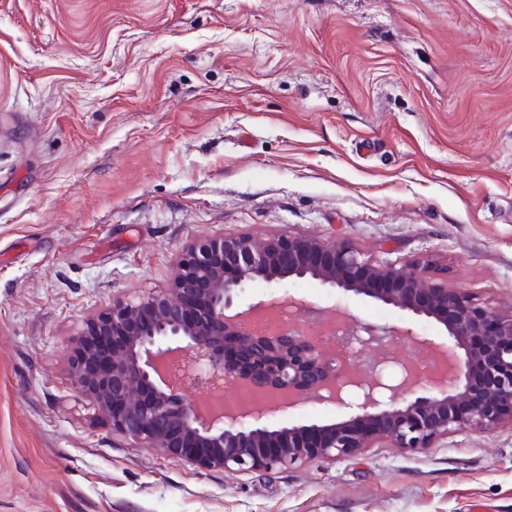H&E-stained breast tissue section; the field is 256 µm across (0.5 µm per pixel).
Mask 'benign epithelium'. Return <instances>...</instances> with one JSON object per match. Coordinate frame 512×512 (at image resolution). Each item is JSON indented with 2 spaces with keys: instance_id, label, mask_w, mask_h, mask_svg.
<instances>
[{
  "instance_id": "1",
  "label": "benign epithelium",
  "mask_w": 512,
  "mask_h": 512,
  "mask_svg": "<svg viewBox=\"0 0 512 512\" xmlns=\"http://www.w3.org/2000/svg\"><path fill=\"white\" fill-rule=\"evenodd\" d=\"M311 277L444 326L445 373L403 405L414 362L388 341L424 343L406 327L346 319L342 338L358 336L369 352L345 359L331 384L333 354L320 335L280 328L273 336L249 327L254 307L239 295L255 282ZM74 386L112 430L199 469L232 473L287 468L307 460L343 459L379 443L422 451L462 429L512 425V314L435 283L413 264L370 259L351 244L286 235L205 236L179 255L169 287L138 300L118 299L94 314L71 357ZM247 385L272 392L270 405L208 415L188 399L191 388L213 392ZM311 399L346 409L341 421L274 426L272 413Z\"/></svg>"
}]
</instances>
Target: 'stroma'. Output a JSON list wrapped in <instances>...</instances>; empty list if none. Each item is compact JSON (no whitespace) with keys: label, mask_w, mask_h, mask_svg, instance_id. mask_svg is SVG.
Returning a JSON list of instances; mask_svg holds the SVG:
<instances>
[{"label":"stroma","mask_w":512,"mask_h":512,"mask_svg":"<svg viewBox=\"0 0 512 512\" xmlns=\"http://www.w3.org/2000/svg\"><path fill=\"white\" fill-rule=\"evenodd\" d=\"M345 240L512 313V0H0V512H512V427L230 474L70 356L193 239ZM433 321L304 278L244 301Z\"/></svg>","instance_id":"35a3bbf8"}]
</instances>
